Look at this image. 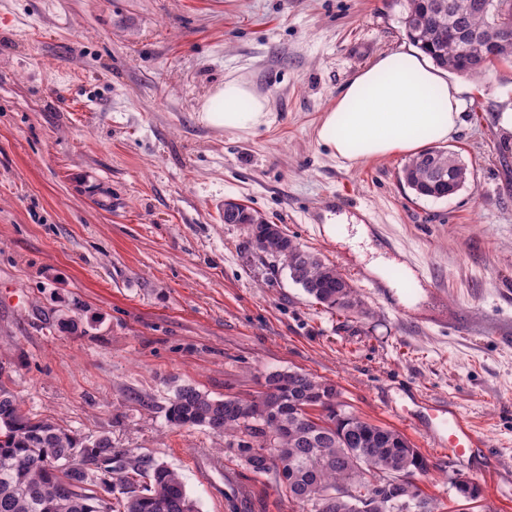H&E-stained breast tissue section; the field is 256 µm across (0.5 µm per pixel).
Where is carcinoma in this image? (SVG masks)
Returning <instances> with one entry per match:
<instances>
[{
    "mask_svg": "<svg viewBox=\"0 0 512 512\" xmlns=\"http://www.w3.org/2000/svg\"><path fill=\"white\" fill-rule=\"evenodd\" d=\"M401 6L408 39L441 69L482 76L512 65V0H390ZM474 30L481 39L462 45L454 32ZM494 41L498 57L482 55ZM469 170L451 151L429 148L411 159L401 179L416 197L443 199L461 190ZM245 226L242 249L263 267L289 277L329 310L360 307L357 291L337 269L294 240L267 233L270 221L229 202L224 223ZM336 386L309 373L269 374L250 398L211 397L192 384L177 387L165 407L173 428L203 427L229 439L227 449L253 474L275 472L277 491L296 512H442L437 501L390 474L412 477L427 459L399 431L374 424L338 401ZM277 462L263 465L264 449ZM80 451V467L70 466ZM120 496L110 499L114 491ZM0 512H198L179 474L163 463L114 448L30 417L0 381Z\"/></svg>",
    "mask_w": 512,
    "mask_h": 512,
    "instance_id": "1",
    "label": "carcinoma"
}]
</instances>
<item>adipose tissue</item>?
I'll list each match as a JSON object with an SVG mask.
<instances>
[{
    "label": "adipose tissue",
    "instance_id": "ef3b65f1",
    "mask_svg": "<svg viewBox=\"0 0 512 512\" xmlns=\"http://www.w3.org/2000/svg\"><path fill=\"white\" fill-rule=\"evenodd\" d=\"M468 86L449 80L415 50L379 55L345 85L318 128L317 141L331 154L364 160L410 152L450 141L459 132ZM270 115L267 97L245 79L226 77L202 105L203 122L235 131H254Z\"/></svg>",
    "mask_w": 512,
    "mask_h": 512
}]
</instances>
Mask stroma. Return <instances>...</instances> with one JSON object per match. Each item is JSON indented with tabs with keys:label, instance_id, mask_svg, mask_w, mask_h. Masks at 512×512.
Here are the masks:
<instances>
[{
	"label": "stroma",
	"instance_id": "35a3bbf8",
	"mask_svg": "<svg viewBox=\"0 0 512 512\" xmlns=\"http://www.w3.org/2000/svg\"><path fill=\"white\" fill-rule=\"evenodd\" d=\"M408 43L385 0H0V379L23 410L166 464L199 512H292L274 476L163 408L183 384L245 396L303 371L401 432L444 512L460 479L482 489L473 512H512V133L497 121L512 67L469 81L446 147L471 176L451 197L400 181L408 153L349 162L314 138L347 81ZM231 74L268 97V125L200 121ZM228 201L336 266L360 312L246 255ZM329 214L346 237L325 234ZM381 260L426 287L357 277ZM427 399L479 432L480 454L433 442Z\"/></svg>",
	"mask_w": 512,
	"mask_h": 512
}]
</instances>
